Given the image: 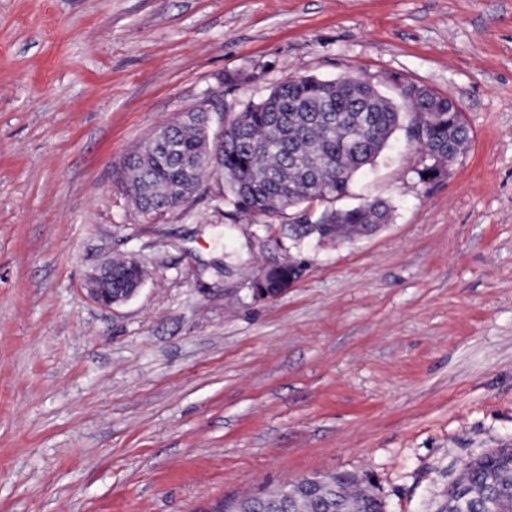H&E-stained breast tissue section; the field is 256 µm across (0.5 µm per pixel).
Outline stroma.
<instances>
[{
  "mask_svg": "<svg viewBox=\"0 0 512 512\" xmlns=\"http://www.w3.org/2000/svg\"><path fill=\"white\" fill-rule=\"evenodd\" d=\"M454 100L470 146L431 182L403 134L342 206L393 217L305 241L203 199L135 210L126 156L180 112L233 116L302 75ZM150 275L104 308L88 273ZM303 277L255 301L257 269ZM512 448V0H0V512H212L371 474L441 512Z\"/></svg>",
  "mask_w": 512,
  "mask_h": 512,
  "instance_id": "1",
  "label": "stroma"
}]
</instances>
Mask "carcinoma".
Segmentation results:
<instances>
[{
    "mask_svg": "<svg viewBox=\"0 0 512 512\" xmlns=\"http://www.w3.org/2000/svg\"><path fill=\"white\" fill-rule=\"evenodd\" d=\"M398 88L399 102L376 85L352 74L326 82L298 76L278 86L259 102L249 103L224 123L216 147L224 178L222 201L232 216L279 217L312 208L323 234L351 237L375 230L391 218L392 207L372 200L364 207L339 211L331 203L349 195L353 180L372 167L399 130L416 137L421 153L446 156L465 150L470 132L454 102L429 90L417 100ZM165 139L149 138L127 159L124 180L133 187L138 212L153 218L166 212L163 201L193 199L202 182L214 176L206 159L211 150L204 112L192 109L160 128ZM321 481L307 489L304 478L282 489L290 492L293 512H386L369 474L315 475ZM271 492L224 506L221 512H275L266 501ZM448 512H512V448H497L463 464L448 490Z\"/></svg>",
    "mask_w": 512,
    "mask_h": 512,
    "instance_id": "carcinoma-1",
    "label": "carcinoma"
}]
</instances>
